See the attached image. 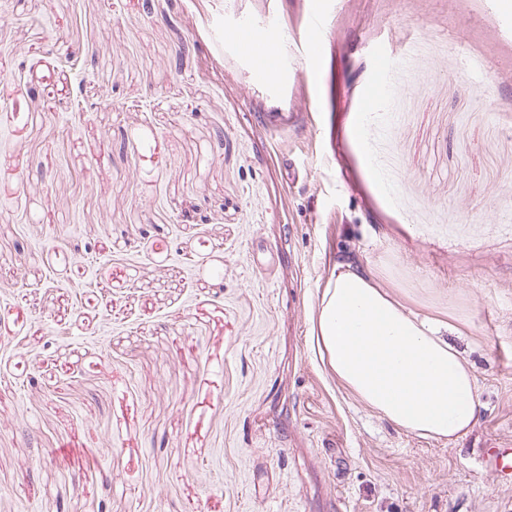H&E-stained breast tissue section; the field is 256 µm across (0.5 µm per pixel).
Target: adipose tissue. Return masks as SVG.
Instances as JSON below:
<instances>
[{
	"label": "adipose tissue",
	"instance_id": "adipose-tissue-1",
	"mask_svg": "<svg viewBox=\"0 0 512 512\" xmlns=\"http://www.w3.org/2000/svg\"><path fill=\"white\" fill-rule=\"evenodd\" d=\"M464 323L414 311L375 270L344 257L312 334L330 375L361 403L416 437L453 441L477 420L473 366L453 342Z\"/></svg>",
	"mask_w": 512,
	"mask_h": 512
}]
</instances>
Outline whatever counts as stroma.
I'll return each mask as SVG.
<instances>
[{
	"mask_svg": "<svg viewBox=\"0 0 512 512\" xmlns=\"http://www.w3.org/2000/svg\"><path fill=\"white\" fill-rule=\"evenodd\" d=\"M268 19L255 86L241 31ZM346 254L463 311L457 441L323 369L310 317ZM488 448H512L501 0H0V512H512ZM390 66L388 58L381 54L378 57V79L371 85L365 102L364 112H374L380 107V103L385 100L390 92L389 82Z\"/></svg>",
	"mask_w": 512,
	"mask_h": 512,
	"instance_id": "35a3bbf8",
	"label": "stroma"
}]
</instances>
